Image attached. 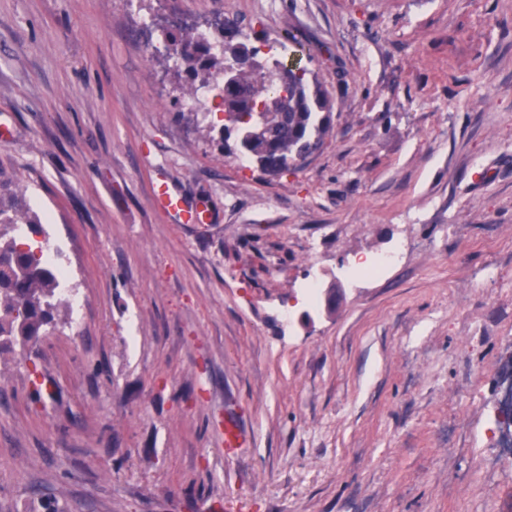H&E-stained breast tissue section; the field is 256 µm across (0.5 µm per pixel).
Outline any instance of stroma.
Masks as SVG:
<instances>
[{
  "mask_svg": "<svg viewBox=\"0 0 512 512\" xmlns=\"http://www.w3.org/2000/svg\"><path fill=\"white\" fill-rule=\"evenodd\" d=\"M218 17L297 41L335 99L295 171L239 164L147 57ZM0 116V182L45 221L22 240L83 305L0 350V512H512L483 412L512 339V0H0ZM160 179L210 223L156 210Z\"/></svg>",
  "mask_w": 512,
  "mask_h": 512,
  "instance_id": "stroma-1",
  "label": "stroma"
}]
</instances>
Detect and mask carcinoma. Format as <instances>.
Instances as JSON below:
<instances>
[{
	"label": "carcinoma",
	"mask_w": 512,
	"mask_h": 512,
	"mask_svg": "<svg viewBox=\"0 0 512 512\" xmlns=\"http://www.w3.org/2000/svg\"><path fill=\"white\" fill-rule=\"evenodd\" d=\"M216 32L224 45L222 56L213 54L210 41L191 27L169 35L192 74L184 94L216 85L224 68H236L242 100L223 105L243 131L253 125L250 114L261 103L280 99L278 109L259 111L263 131L245 138L239 157L266 175L282 176L323 145L331 130L333 100L327 90L311 87L307 69L286 65L280 55L255 46L250 53L243 51L245 44L227 37L222 25ZM23 224L31 233L42 232V220L26 208L23 194L0 193V349L42 335L69 309L61 298V271L48 265L43 253L18 242L16 232Z\"/></svg>",
	"instance_id": "obj_1"
}]
</instances>
